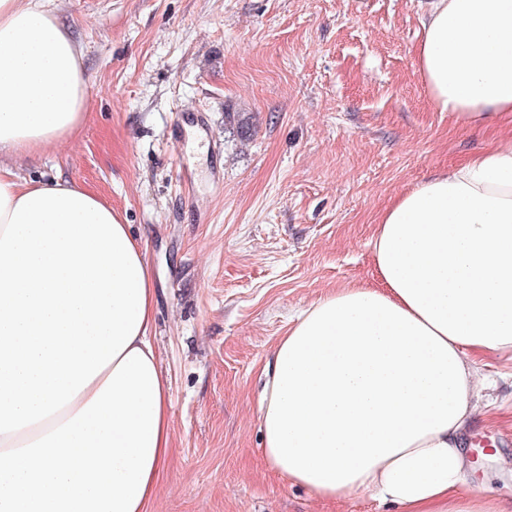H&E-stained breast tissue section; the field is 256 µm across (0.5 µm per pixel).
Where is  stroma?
<instances>
[{
    "label": "stroma",
    "mask_w": 512,
    "mask_h": 512,
    "mask_svg": "<svg viewBox=\"0 0 512 512\" xmlns=\"http://www.w3.org/2000/svg\"><path fill=\"white\" fill-rule=\"evenodd\" d=\"M91 98L80 131L17 158L19 182L95 192L145 249L171 452L150 512H404L325 501L263 459L265 369L297 314L381 287L383 212L512 134L464 128L417 71L426 0H53ZM471 428L486 495L512 503V356Z\"/></svg>",
    "instance_id": "35a3bbf8"
}]
</instances>
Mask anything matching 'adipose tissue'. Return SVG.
Masks as SVG:
<instances>
[{"instance_id": "ef3b65f1", "label": "adipose tissue", "mask_w": 512, "mask_h": 512, "mask_svg": "<svg viewBox=\"0 0 512 512\" xmlns=\"http://www.w3.org/2000/svg\"><path fill=\"white\" fill-rule=\"evenodd\" d=\"M416 61L449 120L512 112V0H428ZM82 53L42 0H0V154L63 142L89 104ZM383 286L313 302L277 344L264 459L322 499L512 512L467 477L486 378L512 355V136L419 183L372 241ZM156 292L111 206L0 164V512H148L170 454L149 339Z\"/></svg>"}]
</instances>
